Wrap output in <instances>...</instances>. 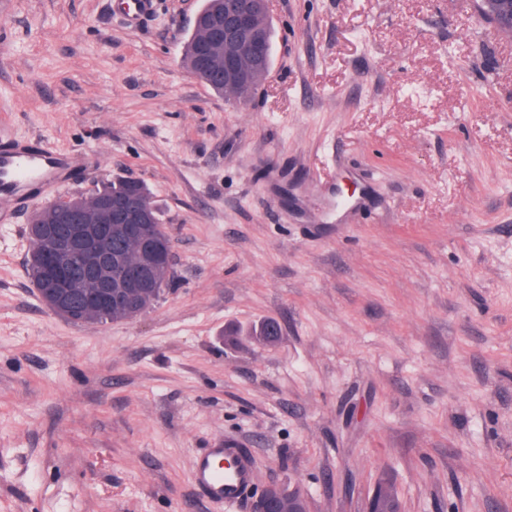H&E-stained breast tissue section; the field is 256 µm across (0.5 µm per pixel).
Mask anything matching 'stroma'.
Instances as JSON below:
<instances>
[{
	"label": "stroma",
	"mask_w": 512,
	"mask_h": 512,
	"mask_svg": "<svg viewBox=\"0 0 512 512\" xmlns=\"http://www.w3.org/2000/svg\"><path fill=\"white\" fill-rule=\"evenodd\" d=\"M0 0V126L86 156L67 197L145 182L175 282L74 324L0 223V512H512V40L473 0H271L250 101L182 64L201 0ZM350 199H342L347 187ZM279 343H232L265 318ZM247 504L198 492L224 436ZM157 3V0H118L115 1V8L129 27L137 28L156 11ZM133 189H136L137 191L145 192L151 198V200H152V207H153V215H154V224H153V226L156 228L155 229L156 234L158 236L164 238L165 240H169L170 243H171V246L173 248L171 238H170L168 232L166 231L165 225L162 224V220H161L159 209L155 205L154 200H153L152 192H151V190L149 189V187L147 185L145 186L142 183L141 187L136 188L131 183H129L128 180H126V179H122L121 180L120 179V180L112 181V183H108L107 185L103 186L102 189H99L95 193L98 194V195H103V196H109L110 197V196L126 194L127 192H129L130 190H133ZM192 480L209 499L237 506L248 497L255 481L252 451L242 440L225 436L223 442L197 456ZM260 496L268 499L271 507L269 512H308L300 507L305 500L298 488L269 485L261 491Z\"/></svg>",
	"instance_id": "1"
}]
</instances>
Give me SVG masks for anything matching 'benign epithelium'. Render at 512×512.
I'll use <instances>...</instances> for the list:
<instances>
[{
  "mask_svg": "<svg viewBox=\"0 0 512 512\" xmlns=\"http://www.w3.org/2000/svg\"><path fill=\"white\" fill-rule=\"evenodd\" d=\"M269 0H224L219 5L213 30L199 36L195 62L199 71H219L224 85L235 90L244 84L251 61L266 52L257 36L255 14L268 10ZM476 12L490 19L499 32L512 37V0H478ZM64 230L50 224H32L43 248L34 253V263L45 283L38 293L53 313L71 320L79 292L91 298L84 313L120 303L130 310L142 309L151 286L147 272L156 271L172 259L152 231V212L147 202L123 197L102 198L76 191ZM270 512H306L304 497L295 487H265ZM392 498L387 482H378L366 512H375Z\"/></svg>",
  "mask_w": 512,
  "mask_h": 512,
  "instance_id": "benign-epithelium-1",
  "label": "benign epithelium"
}]
</instances>
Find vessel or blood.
Segmentation results:
<instances>
[{
    "instance_id": "vessel-or-blood-1",
    "label": "vessel or blood",
    "mask_w": 512,
    "mask_h": 512,
    "mask_svg": "<svg viewBox=\"0 0 512 512\" xmlns=\"http://www.w3.org/2000/svg\"><path fill=\"white\" fill-rule=\"evenodd\" d=\"M115 8L135 28L157 9V0H116ZM82 162L38 143H21L0 130V197L32 201L33 190L49 194L68 183ZM192 480L209 499L228 505L244 501L255 481V459L238 438L228 436L196 458Z\"/></svg>"
}]
</instances>
